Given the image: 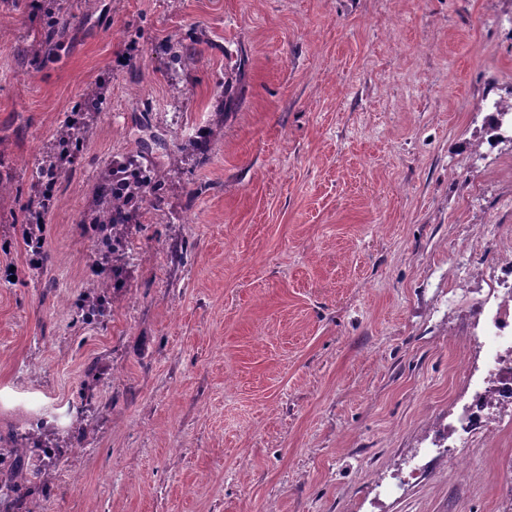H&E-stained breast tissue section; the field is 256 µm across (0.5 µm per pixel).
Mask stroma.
Wrapping results in <instances>:
<instances>
[{
	"mask_svg": "<svg viewBox=\"0 0 512 512\" xmlns=\"http://www.w3.org/2000/svg\"><path fill=\"white\" fill-rule=\"evenodd\" d=\"M42 5L0 0V440L42 417L65 444L29 464L50 493L26 512H512V430L460 443L464 473L435 438L512 245V143L486 120L512 102V0H57L34 59ZM104 76L36 285L16 218ZM149 131L208 149L143 203L125 291L82 323L81 218Z\"/></svg>",
	"mask_w": 512,
	"mask_h": 512,
	"instance_id": "1",
	"label": "stroma"
}]
</instances>
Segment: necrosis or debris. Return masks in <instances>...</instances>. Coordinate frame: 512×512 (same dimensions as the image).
I'll use <instances>...</instances> for the list:
<instances>
[{"label":"necrosis or debris","instance_id":"necrosis-or-debris-1","mask_svg":"<svg viewBox=\"0 0 512 512\" xmlns=\"http://www.w3.org/2000/svg\"><path fill=\"white\" fill-rule=\"evenodd\" d=\"M475 311L471 340L478 344L482 359L460 363L459 371L472 385L473 397L448 430L446 440L452 448L462 436L493 432L488 409L512 412V265L497 285L476 301Z\"/></svg>","mask_w":512,"mask_h":512}]
</instances>
